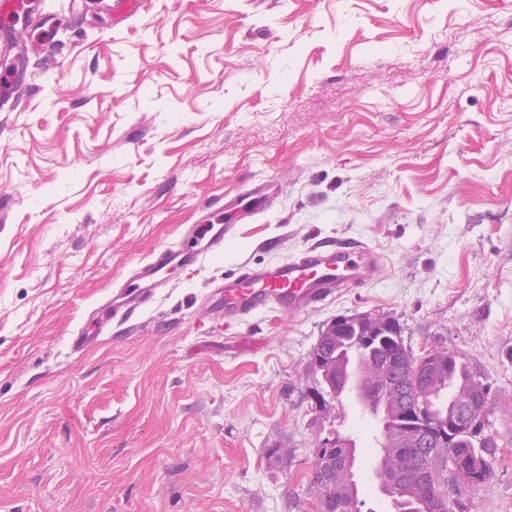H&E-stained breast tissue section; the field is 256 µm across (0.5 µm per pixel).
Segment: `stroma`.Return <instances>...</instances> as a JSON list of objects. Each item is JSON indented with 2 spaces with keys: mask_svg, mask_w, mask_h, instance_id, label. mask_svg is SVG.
Returning a JSON list of instances; mask_svg holds the SVG:
<instances>
[{
  "mask_svg": "<svg viewBox=\"0 0 512 512\" xmlns=\"http://www.w3.org/2000/svg\"><path fill=\"white\" fill-rule=\"evenodd\" d=\"M40 2L59 26L0 109V512H311L333 432L392 512L362 416L314 396L313 345L361 313L488 380L494 473L454 498L512 512V0H145L117 28L99 0ZM264 180L262 213H228ZM207 213L223 249L94 317ZM337 240L387 271L292 317L203 313L242 265Z\"/></svg>",
  "mask_w": 512,
  "mask_h": 512,
  "instance_id": "1",
  "label": "stroma"
}]
</instances>
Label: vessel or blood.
Masks as SVG:
<instances>
[{
	"label": "vessel or blood",
	"mask_w": 512,
	"mask_h": 512,
	"mask_svg": "<svg viewBox=\"0 0 512 512\" xmlns=\"http://www.w3.org/2000/svg\"><path fill=\"white\" fill-rule=\"evenodd\" d=\"M34 15L33 0H0L2 27L31 24ZM200 256V251L191 247L159 250L136 272L129 285L113 294L110 317H132L152 301L163 283L162 272L196 265ZM381 271L379 255L363 242L315 243L282 262L259 268L242 266L236 276L225 279L210 292L205 306L236 320L268 308L295 315L333 295L344 284L352 282L362 287L374 282Z\"/></svg>",
	"instance_id": "obj_1"
}]
</instances>
